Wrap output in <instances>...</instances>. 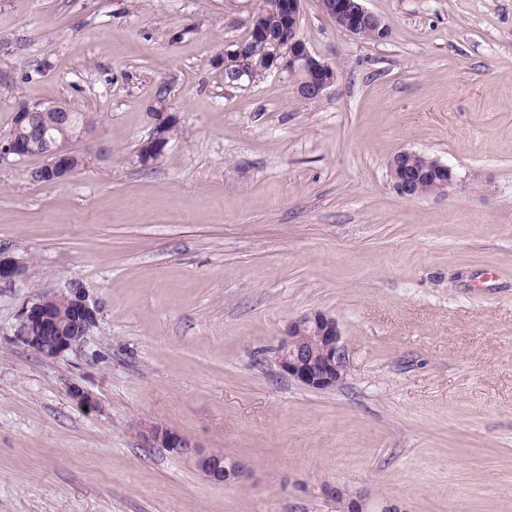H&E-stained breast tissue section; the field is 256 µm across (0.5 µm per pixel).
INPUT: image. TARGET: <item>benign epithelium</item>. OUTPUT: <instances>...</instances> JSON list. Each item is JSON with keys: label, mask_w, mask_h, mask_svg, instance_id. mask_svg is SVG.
<instances>
[{"label": "benign epithelium", "mask_w": 512, "mask_h": 512, "mask_svg": "<svg viewBox=\"0 0 512 512\" xmlns=\"http://www.w3.org/2000/svg\"><path fill=\"white\" fill-rule=\"evenodd\" d=\"M302 0H275L274 7L283 23L288 26L290 37L285 44L273 42L265 25L253 24L250 48L260 52L265 59L266 70L287 72L295 79L297 96L314 100L321 97L337 79L336 70L314 56L299 35V18ZM323 12L334 21L345 24L343 31L358 38L369 26L378 29L380 40L387 39L388 27L376 14L367 10L362 0H321ZM244 44L224 51V69L244 74L242 51ZM175 122L173 116L153 123L146 142L148 152L141 156L146 163L156 151H164L169 143L167 123ZM48 173L58 182L75 172L72 167L73 153L69 137L54 141L50 152ZM388 170L393 191L403 198H415L418 177L433 172L438 175L437 195H447L457 187L460 178L454 169L436 159L413 151H401L389 162ZM22 271V265L10 253L0 250V281H10ZM53 302L70 308V326L62 335L54 312L41 300L26 304L21 314L19 336L31 350L47 359H55L79 345L96 325L99 309L89 300L83 288H69L54 297ZM276 360L281 371L300 385L315 391L332 389L344 382L348 370L347 347L336 318L322 311L304 314L288 323L284 337L276 349ZM145 446H160L170 452L190 458L196 468L210 481L233 484L247 473V466L240 460L227 463L188 440L177 431L160 425L141 430ZM321 494L336 505V512H408L407 508L393 501H375L362 491L324 483Z\"/></svg>", "instance_id": "benign-epithelium-1"}]
</instances>
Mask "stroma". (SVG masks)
<instances>
[{
    "mask_svg": "<svg viewBox=\"0 0 512 512\" xmlns=\"http://www.w3.org/2000/svg\"><path fill=\"white\" fill-rule=\"evenodd\" d=\"M261 5L0 0V135L36 103L90 122L67 180L0 163V249L24 266L0 281V512H336L324 482L512 512V0H364L379 43L302 0L300 34L338 74L312 101L276 70L225 83ZM160 97L176 127L146 165ZM402 150L460 185L398 196ZM74 280L98 323L43 358L20 311ZM313 310L348 349L328 391L274 359ZM144 424L248 472L210 482Z\"/></svg>",
    "mask_w": 512,
    "mask_h": 512,
    "instance_id": "35a3bbf8",
    "label": "stroma"
}]
</instances>
